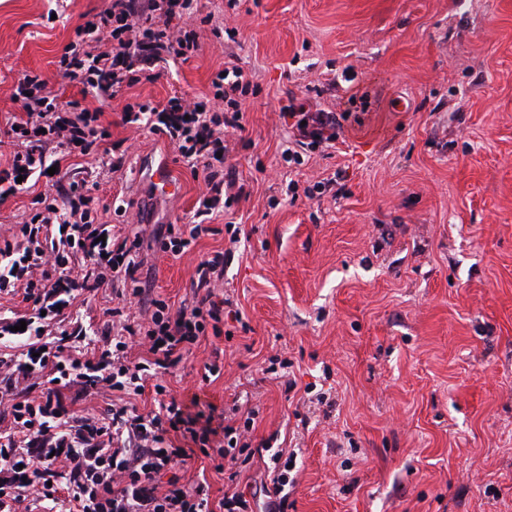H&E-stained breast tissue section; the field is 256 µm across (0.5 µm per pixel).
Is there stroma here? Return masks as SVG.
I'll return each instance as SVG.
<instances>
[{
    "instance_id": "obj_1",
    "label": "stroma",
    "mask_w": 512,
    "mask_h": 512,
    "mask_svg": "<svg viewBox=\"0 0 512 512\" xmlns=\"http://www.w3.org/2000/svg\"><path fill=\"white\" fill-rule=\"evenodd\" d=\"M98 3L0 0V122L26 71L77 96L56 61ZM193 6L181 27L212 18L199 51L106 102L128 160L98 170L94 215L114 233L192 218L201 182L121 114L244 72L253 92L226 138L216 234L145 265L156 295L187 304L199 261L222 252L219 290L242 312L168 376L173 395L240 404L255 446L297 451L288 512H512V0ZM292 98L337 114L339 140L297 147L281 114ZM164 155L180 191L159 201L140 173ZM44 189L0 202L1 236ZM216 357L221 376L199 385Z\"/></svg>"
}]
</instances>
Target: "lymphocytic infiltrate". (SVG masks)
Returning <instances> with one entry per match:
<instances>
[{"mask_svg":"<svg viewBox=\"0 0 512 512\" xmlns=\"http://www.w3.org/2000/svg\"><path fill=\"white\" fill-rule=\"evenodd\" d=\"M192 0H102L77 25L58 60L64 78L80 86L78 99L59 109L39 73L18 78L11 99L19 110L0 125L14 147L0 166V201L46 175L49 149L91 156L104 167H124L112 155L103 103L122 88L156 79L162 56L189 58L200 45L195 30L176 26ZM209 102L179 95L162 106L127 108L123 122H145L164 135L205 190L197 213L224 210V132L242 126L239 98L250 87L240 69L215 74ZM283 112L300 138L338 139L333 113L289 102ZM98 182L73 174L55 191L37 198L42 210L0 238V295L20 298L25 312L0 315V512H21L26 500L42 512H288L290 483L281 453H274L264 498L237 488L250 466L253 417L238 407L216 410L198 396L171 398L165 375L192 352L200 337L224 334L227 299L216 286L224 279L217 252L196 268L194 300L178 307L154 297L138 275L142 252L180 256L202 235V224H162L149 236H100L91 213ZM117 302L90 330L81 314L100 288ZM59 332L45 338L46 321ZM147 348L132 359L130 344ZM112 393L100 417L74 418L72 408L91 391ZM154 409L137 404L145 391ZM205 457L222 473L225 491L211 500L207 481H185L178 466Z\"/></svg>","mask_w":512,"mask_h":512,"instance_id":"f902f5d3","label":"lymphocytic infiltrate"}]
</instances>
